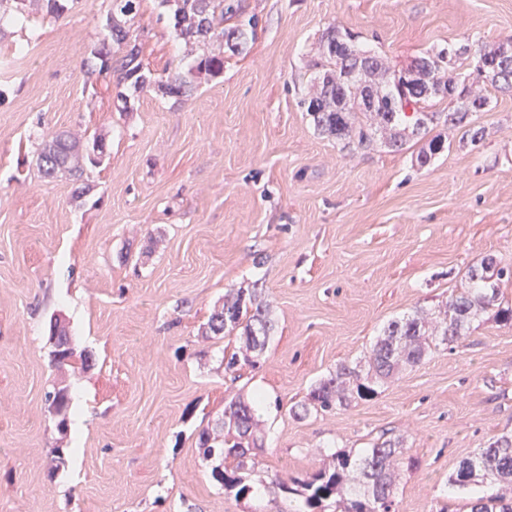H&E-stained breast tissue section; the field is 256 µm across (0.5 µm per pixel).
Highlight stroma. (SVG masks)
<instances>
[{
    "label": "stroma",
    "instance_id": "stroma-1",
    "mask_svg": "<svg viewBox=\"0 0 512 512\" xmlns=\"http://www.w3.org/2000/svg\"><path fill=\"white\" fill-rule=\"evenodd\" d=\"M232 2L244 36L212 45L213 76L173 6L138 0L141 90L99 72L111 0H64L57 18L25 0L0 21V512H303L274 475L303 479L389 439L404 448L395 512H469L449 477L512 436V325L493 312L374 397L300 409L390 320L444 305L485 257L512 263V91L474 114L478 144L433 126L446 147L425 164L415 137L397 152L343 149L303 101L327 28L394 76L432 49L512 43V0ZM171 66L177 97L153 84ZM63 131L105 144L82 178L38 170ZM239 289L275 331L231 373L240 331L206 328ZM55 318L88 367L54 364ZM58 387L85 396L81 441L57 427ZM235 398L256 422L243 498L199 448Z\"/></svg>",
    "mask_w": 512,
    "mask_h": 512
}]
</instances>
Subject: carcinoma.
<instances>
[{"instance_id":"carcinoma-1","label":"carcinoma","mask_w":512,"mask_h":512,"mask_svg":"<svg viewBox=\"0 0 512 512\" xmlns=\"http://www.w3.org/2000/svg\"><path fill=\"white\" fill-rule=\"evenodd\" d=\"M176 2L173 28L188 43H204L224 39L226 0H160L164 6ZM132 11V0H112L107 19L108 34L97 51L101 59L100 72H109L112 50L122 49L129 38L126 17ZM321 57L324 64L316 76L317 92L304 102L306 112L315 127L336 138L342 148L368 150L384 145L399 151L408 136L421 139L430 127L441 122L450 129L461 130L472 143L479 142L483 130L472 122L473 113L488 105L489 99L475 91L473 85L449 72L456 69L475 70L479 82L500 91L512 89L504 73L512 74V49L504 45L488 49L479 43L442 48L416 59L417 84L410 86L393 80L385 85L380 79L386 74L384 63L374 53L358 49L348 43L341 31L331 27L321 38ZM433 60L440 64L436 76L440 88L426 93L420 85L425 70L419 62ZM357 69V76L349 84L341 81L343 74ZM142 63L136 49L124 55L116 69L117 81L135 79L144 84ZM160 87L169 96L183 94L184 81L178 68H172ZM448 102V111L436 112L433 107ZM88 154L84 142L72 135L60 133L51 138L38 156V167L46 177L58 174L72 176L82 169ZM512 282V265H503L492 257L467 273V286L448 296L445 306L433 313L417 310L411 315L388 322L382 336L372 348L368 369L362 373L346 364H340L336 373L320 382L310 393L309 403L302 411L331 412L345 407L354 399L364 400L377 393V385L401 365H416L427 353L439 345L452 346L461 339L471 322L482 312L495 310V317L504 324H512V304L504 300L501 285ZM224 323L213 327L208 319L210 334L220 336L243 327L245 349L235 350L226 358V369L233 370L240 363L252 362L251 353L264 349L274 329L272 321L261 307L253 309L245 301L244 293L228 295L221 308ZM253 411L240 400H232L224 407V434L209 432L200 435L203 455L225 451L234 458V465L224 469L218 483L234 487L245 495L251 486L245 483L244 473L250 470L244 444L253 437ZM403 453L399 444L385 440L374 444L357 458L349 454L335 455L333 471H318L301 484V495L309 508H317L334 499L335 512H392L394 488L390 471L397 457ZM496 477L512 485V436L495 439L479 449L475 456L462 460L449 485L458 490L468 488L478 473ZM470 512H512V499L474 496Z\"/></svg>"}]
</instances>
